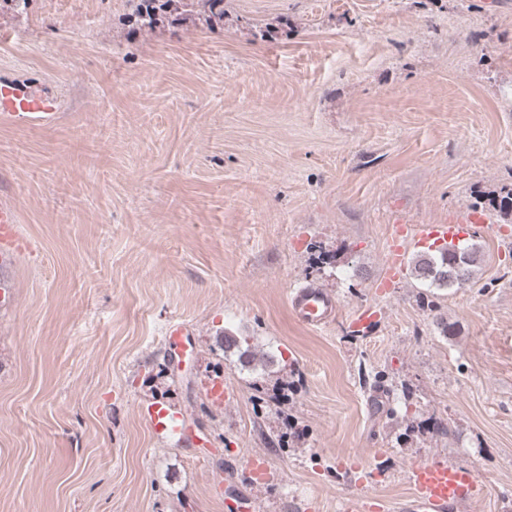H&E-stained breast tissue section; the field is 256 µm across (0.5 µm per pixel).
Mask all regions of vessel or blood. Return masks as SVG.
I'll use <instances>...</instances> for the list:
<instances>
[{
  "label": "vessel or blood",
  "mask_w": 512,
  "mask_h": 512,
  "mask_svg": "<svg viewBox=\"0 0 512 512\" xmlns=\"http://www.w3.org/2000/svg\"><path fill=\"white\" fill-rule=\"evenodd\" d=\"M56 101L37 88L11 81H0V123L47 125L57 119ZM476 213H464L446 224H402L387 245V258L381 287L392 288L406 271V246H454L467 234V228L482 223ZM18 212L13 204L0 201V260H11L21 246L17 233ZM292 309L302 323L319 328L334 320L337 302L318 288L298 289L291 298ZM140 413L153 431L183 444L189 441L184 413L167 401L144 405ZM411 503L415 512H461L464 505L485 495V487L475 470L464 463L432 460L412 465L407 472Z\"/></svg>",
  "instance_id": "1"
}]
</instances>
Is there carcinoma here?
Listing matches in <instances>:
<instances>
[{
  "label": "carcinoma",
  "instance_id": "obj_1",
  "mask_svg": "<svg viewBox=\"0 0 512 512\" xmlns=\"http://www.w3.org/2000/svg\"><path fill=\"white\" fill-rule=\"evenodd\" d=\"M174 0H134V20L143 26H151L167 14ZM205 21H224V0H189ZM479 263L476 248L463 243L453 249L441 248L418 256L410 273L420 283L431 288H462L474 277ZM224 350H235L241 366H257L266 361L264 355L252 346H242V341L228 333L222 337Z\"/></svg>",
  "mask_w": 512,
  "mask_h": 512
}]
</instances>
